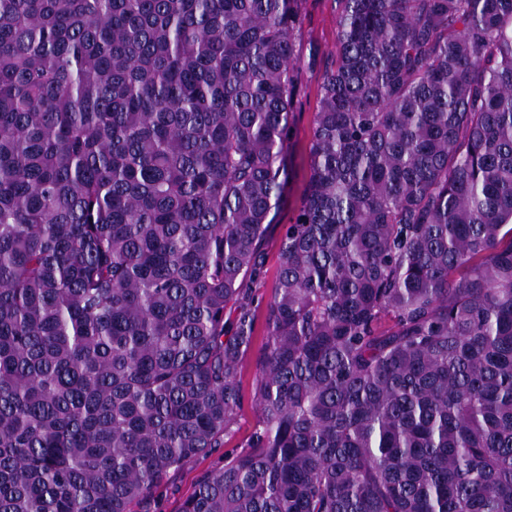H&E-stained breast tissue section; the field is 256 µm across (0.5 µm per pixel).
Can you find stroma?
I'll list each match as a JSON object with an SVG mask.
<instances>
[{
  "mask_svg": "<svg viewBox=\"0 0 512 512\" xmlns=\"http://www.w3.org/2000/svg\"><path fill=\"white\" fill-rule=\"evenodd\" d=\"M337 11L334 0H302L300 30V60L294 79L296 104L291 122L287 153V184L273 210V222L261 242L264 267L261 278L252 286V311L263 319L278 275V251L286 224L292 223L301 206L310 169L309 145L319 88L324 70L333 62L336 52ZM262 342H255L242 361L241 387L243 402L234 416L232 432L222 450L200 458L174 475L171 484L163 488L157 512H178L183 498L188 496L201 474L222 467L228 452L244 451L258 425V412L252 400V382L256 360Z\"/></svg>",
  "mask_w": 512,
  "mask_h": 512,
  "instance_id": "obj_1",
  "label": "stroma"
}]
</instances>
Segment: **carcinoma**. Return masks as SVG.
<instances>
[{
  "mask_svg": "<svg viewBox=\"0 0 512 512\" xmlns=\"http://www.w3.org/2000/svg\"><path fill=\"white\" fill-rule=\"evenodd\" d=\"M301 2L0 0V512L224 447ZM335 3L258 426L179 512H512V0Z\"/></svg>",
  "mask_w": 512,
  "mask_h": 512,
  "instance_id": "carcinoma-1",
  "label": "carcinoma"
}]
</instances>
